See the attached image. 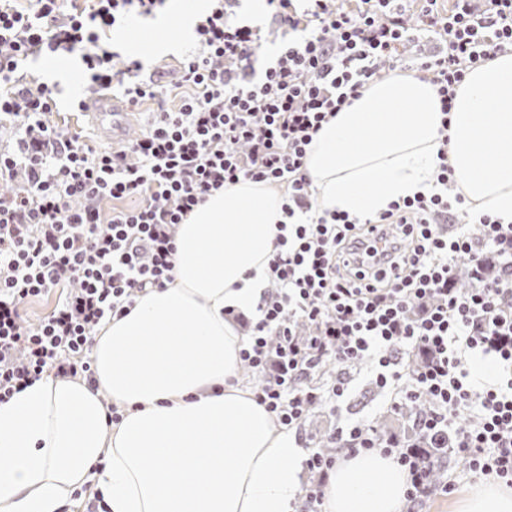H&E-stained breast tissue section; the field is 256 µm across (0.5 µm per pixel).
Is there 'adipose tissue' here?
Returning a JSON list of instances; mask_svg holds the SVG:
<instances>
[{
	"mask_svg": "<svg viewBox=\"0 0 512 512\" xmlns=\"http://www.w3.org/2000/svg\"><path fill=\"white\" fill-rule=\"evenodd\" d=\"M436 103L405 72L323 124L305 158L323 207L369 216L428 192L444 125L466 203L512 222V53L471 69L449 116ZM281 206L250 180L214 192L178 228L173 284L96 335V386L45 377L0 404V512H63L90 482L108 512H293L299 447L244 386L245 338L224 316L259 302ZM406 485L391 458L350 457L329 474L325 512H401ZM459 512H512V489L478 482Z\"/></svg>",
	"mask_w": 512,
	"mask_h": 512,
	"instance_id": "ef3b65f1",
	"label": "adipose tissue"
}]
</instances>
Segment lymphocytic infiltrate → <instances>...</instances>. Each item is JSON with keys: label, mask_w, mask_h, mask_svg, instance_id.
<instances>
[{"label": "lymphocytic infiltrate", "mask_w": 512, "mask_h": 512, "mask_svg": "<svg viewBox=\"0 0 512 512\" xmlns=\"http://www.w3.org/2000/svg\"><path fill=\"white\" fill-rule=\"evenodd\" d=\"M157 2L0 0V123L19 134L16 153L0 154V178L27 172L21 191L0 193V404L49 373L95 385L96 328L145 288L172 283L179 225L211 192L251 180L284 188L286 217L241 351L258 402L299 430L323 396L347 395V368L365 364L394 406L414 409L419 439L451 434L467 472L512 486V224L449 194L444 151L432 190L378 215L310 202L304 158L314 135L380 63L397 67L412 38L399 0H268L287 37L260 76L258 29L230 21L216 0L171 86L103 46L127 6ZM436 3L422 0L421 25L446 50L418 69L447 113L468 70L512 52V0H452L445 13ZM59 52L78 55L91 85L122 89L129 106L161 100L146 131L124 149L97 151L50 123L53 86L22 70L31 56ZM175 88L178 107H164ZM129 198L139 206L122 208ZM461 263L471 287L457 285ZM53 292L51 311L24 324L23 305ZM333 440L336 453L309 449L318 480L300 491L301 512H323L340 457L373 449L407 472L406 512L455 489L431 482L422 449L369 422L344 423Z\"/></svg>", "instance_id": "1"}]
</instances>
